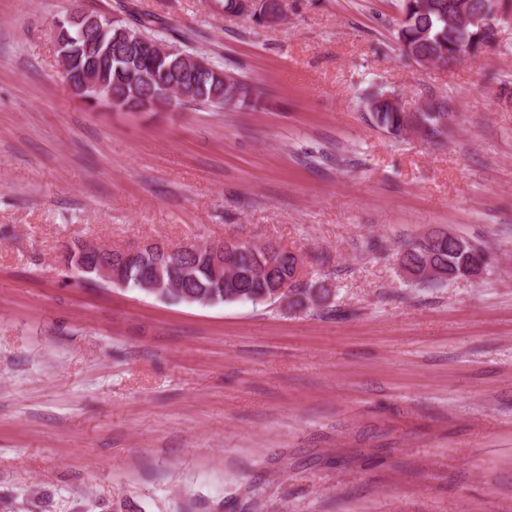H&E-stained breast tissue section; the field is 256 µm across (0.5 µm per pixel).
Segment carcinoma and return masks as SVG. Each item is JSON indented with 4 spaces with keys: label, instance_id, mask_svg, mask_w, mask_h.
<instances>
[{
    "label": "carcinoma",
    "instance_id": "1",
    "mask_svg": "<svg viewBox=\"0 0 512 512\" xmlns=\"http://www.w3.org/2000/svg\"><path fill=\"white\" fill-rule=\"evenodd\" d=\"M404 21L401 33L404 40L398 42L399 50L410 56L406 46L415 47L423 55H439L448 64L457 59L456 42L461 36H451L448 22V0H434L433 9L421 13L406 2L401 5ZM156 20L150 14L134 16L110 33V57L102 60L98 77L112 86V94L123 99L131 109L145 104H162V85L181 86L208 98L224 97V105L235 108L254 109L262 103L256 86L248 75L220 61L212 62V69L203 72L194 68L191 57L195 50L187 45L190 38L171 41L181 52L166 57L158 64L160 83L152 86L141 82L140 74L145 69L143 50L135 43L138 34L152 33L156 38L167 35L155 28ZM368 107L377 125L388 133L398 136L410 125L417 124L424 136L434 139L444 135L449 113L441 104L430 102L418 113L398 111L392 106V95L375 93ZM485 255V249L477 242L463 238L448 240V233L437 232L426 236V242H418L406 250L401 261L414 272L415 282L433 281L442 284L450 279L468 278L471 275L473 256ZM294 255L285 249L273 247L271 255L258 251H234L224 256L230 265V273L215 277L211 271L209 257H176L163 264L160 274L167 283L176 280L180 287L175 291L158 294L173 304H196L213 306L218 304L249 301L254 304L266 301L279 288L288 289V308L308 309L322 305L330 298L331 290L325 285L295 281ZM132 267L127 287L141 289L137 272L140 266L154 262L152 256L136 254L130 258ZM51 494L37 492L27 494L22 500L6 496L0 501L3 512H51Z\"/></svg>",
    "mask_w": 512,
    "mask_h": 512
}]
</instances>
